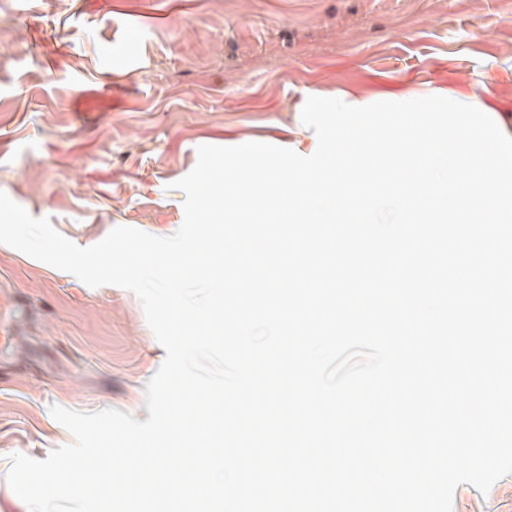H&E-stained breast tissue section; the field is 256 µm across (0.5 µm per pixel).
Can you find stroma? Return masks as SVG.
Wrapping results in <instances>:
<instances>
[{
	"mask_svg": "<svg viewBox=\"0 0 512 512\" xmlns=\"http://www.w3.org/2000/svg\"><path fill=\"white\" fill-rule=\"evenodd\" d=\"M484 91L512 126V0H0V192L88 247L183 223L202 145L312 155L308 97ZM0 512L14 454L72 444L51 406L148 418L165 350L138 298L0 244ZM453 512H512V474Z\"/></svg>",
	"mask_w": 512,
	"mask_h": 512,
	"instance_id": "obj_1",
	"label": "stroma"
}]
</instances>
